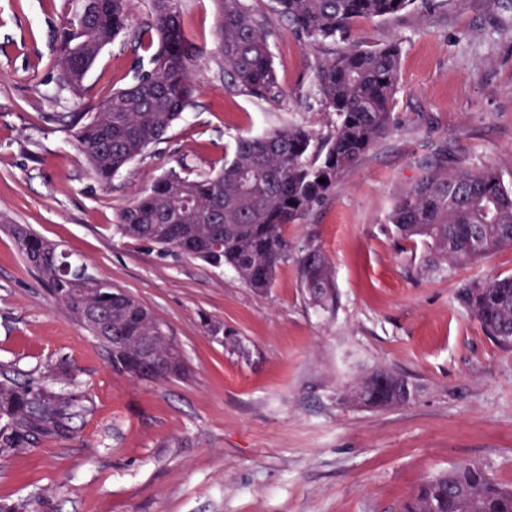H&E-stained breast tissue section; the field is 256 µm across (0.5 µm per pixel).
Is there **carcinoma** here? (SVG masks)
<instances>
[{"instance_id":"cac0c4a2","label":"carcinoma","mask_w":512,"mask_h":512,"mask_svg":"<svg viewBox=\"0 0 512 512\" xmlns=\"http://www.w3.org/2000/svg\"><path fill=\"white\" fill-rule=\"evenodd\" d=\"M66 2L53 68L59 89L78 98L101 52L127 29L132 0ZM179 2L153 0L151 15L132 33L131 44L148 55L149 68L113 91L95 111L71 115L78 147L104 185L150 145L164 140L192 103L196 47L180 24ZM215 2V47L224 61L225 87L237 94L273 96L276 77L265 31L242 0ZM271 2L296 33L316 41L342 36L360 19L396 14L415 0ZM400 54L396 41L370 50L351 46L319 68L317 89L337 116L334 133L322 143L321 161L310 160L315 136L301 126L242 137L218 171L195 178L171 172L158 179L119 213L118 231L212 266L227 265L257 293H267L291 253L288 225L319 203L393 129ZM388 223L402 237L428 241L436 261L479 259L512 245V186L504 184L494 167L450 159L441 149L395 201ZM11 233L26 264L79 323L87 325L88 314L106 316L110 335L99 341L115 371L156 382L185 375L179 351L151 312L25 225H13ZM299 271L314 301L333 298L334 272L319 246L303 252ZM460 301L492 337L512 342V277L472 284L462 289ZM203 326L225 348H239L223 324L205 319ZM352 393L369 405L395 406L407 403L415 386L382 371L358 383ZM84 410L82 396L57 394L43 377L23 382L7 378L0 382V451L70 440ZM402 512H512V488L498 483L485 467L463 462L421 485Z\"/></svg>"}]
</instances>
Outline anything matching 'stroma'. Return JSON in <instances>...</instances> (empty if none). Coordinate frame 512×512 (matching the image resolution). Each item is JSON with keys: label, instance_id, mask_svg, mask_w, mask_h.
I'll use <instances>...</instances> for the list:
<instances>
[{"label": "stroma", "instance_id": "obj_1", "mask_svg": "<svg viewBox=\"0 0 512 512\" xmlns=\"http://www.w3.org/2000/svg\"><path fill=\"white\" fill-rule=\"evenodd\" d=\"M268 35L277 101L228 93L212 0H181L201 52L199 87L169 130L101 184L67 117L126 86L128 36L89 72L82 101L55 88L54 32L64 0H0V219L62 243L96 276L153 311L189 373L165 382L113 370L103 345L57 306L0 226V366L22 379L64 370L53 391L87 407L75 438L0 457V502L23 512H401L437 473L471 461L512 486V344L489 336L462 288L512 277V246L430 266L432 248L397 237L387 216L439 146L494 166L512 184V0H415L357 21L346 38L298 36L270 0H243ZM400 43L392 132L312 210L289 225L319 245L335 299L303 288L296 256L267 294L228 267L121 236L116 217L169 171L219 168L237 138L289 125L317 141L336 114L318 68L357 43ZM235 331L232 353L202 317ZM417 388L370 407L349 389L377 372Z\"/></svg>", "mask_w": 512, "mask_h": 512}]
</instances>
